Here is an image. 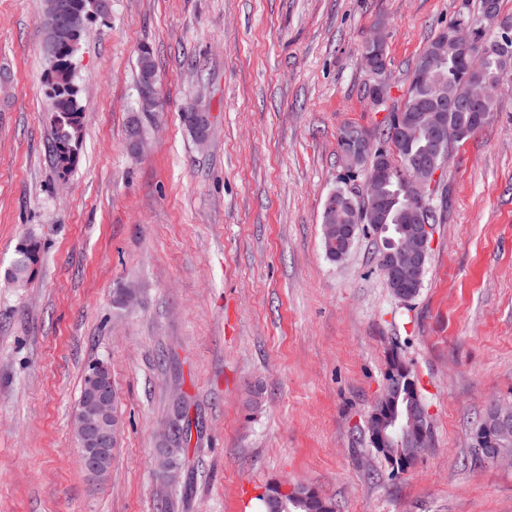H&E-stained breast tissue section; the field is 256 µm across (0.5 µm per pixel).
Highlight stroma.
<instances>
[{"mask_svg": "<svg viewBox=\"0 0 512 512\" xmlns=\"http://www.w3.org/2000/svg\"><path fill=\"white\" fill-rule=\"evenodd\" d=\"M42 9L0 0V512H256L275 481L337 512H512V455L468 446L490 404L512 405V85L451 147L415 298L391 295L373 238L338 262L322 244L336 136L386 116L363 43L383 29L400 104L465 0H109L76 55L84 137L65 175L47 150ZM145 44L157 112L138 109ZM192 107L210 115L206 144ZM26 237L41 261L16 287ZM394 349L431 414L428 448L399 473L366 425ZM99 362L121 417L101 483L70 425ZM177 405L199 430L172 483L159 450Z\"/></svg>", "mask_w": 512, "mask_h": 512, "instance_id": "obj_1", "label": "stroma"}]
</instances>
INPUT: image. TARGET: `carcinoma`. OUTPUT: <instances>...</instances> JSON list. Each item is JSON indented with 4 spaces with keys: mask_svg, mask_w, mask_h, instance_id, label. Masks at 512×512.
Masks as SVG:
<instances>
[{
    "mask_svg": "<svg viewBox=\"0 0 512 512\" xmlns=\"http://www.w3.org/2000/svg\"><path fill=\"white\" fill-rule=\"evenodd\" d=\"M489 0H478L477 12L461 15L460 21L484 19L485 29L467 45L448 41V55L443 59L440 70L443 77L439 84L444 95L462 98L470 85L493 79L504 80L512 72V45L507 49L497 46L500 39L501 25L512 26V19L501 20L485 18V7ZM77 49L62 45L57 50L55 66L47 74V97L54 101L51 107L52 135L49 143V156L57 170L66 174L78 162L79 149L83 139L82 105L80 90L74 83L75 56ZM157 69L153 52L143 45L138 53V86L145 85V75ZM475 109L459 108L448 115V120L460 132V139L465 140L482 129L474 119ZM419 110L413 94H408L401 105L393 108L387 115L385 125L377 133L366 135L382 144L391 139H403V151L396 161L394 171L380 187V195L390 209L388 224L389 237L396 239L401 231L410 228L406 222L407 197L406 187L412 175L410 160L422 152L427 144L426 130L417 121ZM324 250L327 257L336 260V247L349 251L351 246L336 241V225H324ZM391 256L377 253V267L383 274L387 288L392 294L405 292L408 299L415 298L423 286L426 267L414 273L409 285L400 287L389 275L388 267ZM385 381L390 384V396L379 395L367 419V431H372V422L378 421L385 431L387 442L380 445L374 436H368L369 444L375 454L392 470L400 471L411 465L428 443L414 444L401 441L405 430L409 428V417L424 415L428 405L421 393L418 381L408 363L398 349L391 350L387 360ZM498 413L490 407L476 421L477 426L492 437V448L506 455L512 452V426L503 431L497 428ZM187 415L181 408L174 412L172 424L176 438L191 435ZM264 512H336L333 502L314 488L308 486L302 490L296 488L291 492L282 490V485L272 483L259 497Z\"/></svg>",
    "mask_w": 512,
    "mask_h": 512,
    "instance_id": "1",
    "label": "carcinoma"
}]
</instances>
